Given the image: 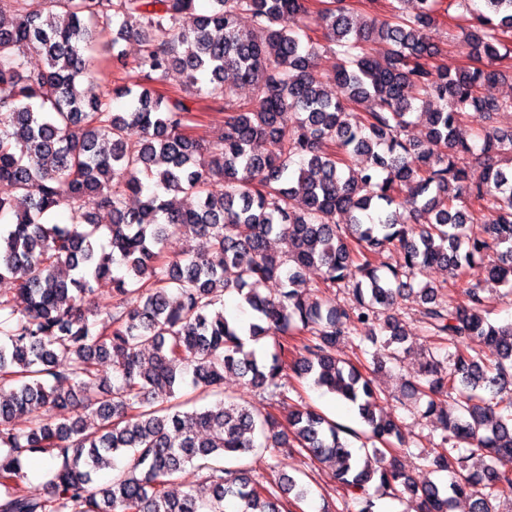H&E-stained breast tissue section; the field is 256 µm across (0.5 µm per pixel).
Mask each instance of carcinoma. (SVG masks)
I'll use <instances>...</instances> for the list:
<instances>
[{"label":"carcinoma","mask_w":512,"mask_h":512,"mask_svg":"<svg viewBox=\"0 0 512 512\" xmlns=\"http://www.w3.org/2000/svg\"><path fill=\"white\" fill-rule=\"evenodd\" d=\"M0 0V512H288L310 490L281 473L263 481L224 468V459L275 454L296 443L331 466L356 512H375L370 484L415 496V512H471L512 501V321L492 323L483 283L512 282V99L482 93L512 57V0H448L468 14L463 34L475 64L434 65L428 36L443 0L412 3L393 20L358 23L346 0L317 13L326 49L343 57L333 97L315 70L318 43L307 0ZM250 19L243 28L239 18ZM134 38L148 88L112 109L109 95L86 98L90 52ZM42 56L27 65L29 54ZM176 72L184 91L230 112L224 137L187 132L193 108L179 93L151 89ZM255 91L236 106L226 76ZM483 115L473 143L459 136L464 114ZM426 126L407 136L413 114ZM364 155L357 173L346 157ZM482 176H471L473 164ZM297 168H292V165ZM140 198L130 207L128 196ZM65 208L69 222L52 215ZM486 217L469 232L473 211ZM174 234L199 243L171 256ZM288 250L269 249L271 236ZM484 282L469 271L488 253ZM464 283L413 282L429 267ZM309 267L320 283L303 279ZM112 281L109 307H89ZM279 287L265 292L268 283ZM346 288L351 304L319 289ZM252 312L243 325L224 315V294ZM415 295L420 323L446 360L421 365L426 383L402 396L428 398L425 416L443 426L432 464L446 485L419 484L383 447L400 438L377 412L373 380L336 357L354 333L387 347L405 342L395 312ZM297 331L301 345L288 342ZM275 337L268 355L245 350ZM313 384L352 404L371 447L352 448L345 429L296 409L291 435L268 409L231 399L188 411L176 392L217 390L231 373L281 404L288 358ZM112 364V379L99 366ZM458 394L456 408L438 396ZM131 461L112 480L99 471ZM49 459L44 493H30L25 459ZM205 471L182 495L170 486L187 467Z\"/></svg>","instance_id":"obj_1"}]
</instances>
